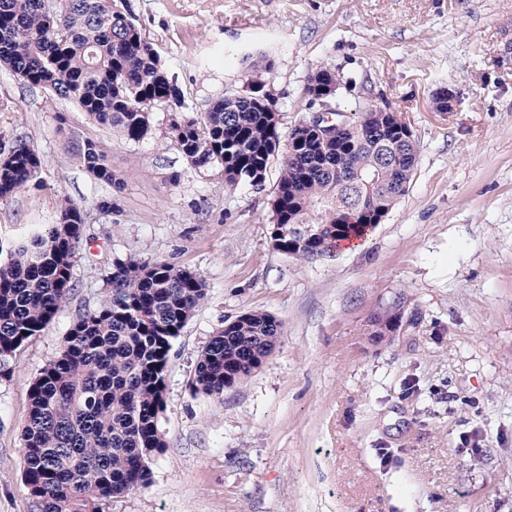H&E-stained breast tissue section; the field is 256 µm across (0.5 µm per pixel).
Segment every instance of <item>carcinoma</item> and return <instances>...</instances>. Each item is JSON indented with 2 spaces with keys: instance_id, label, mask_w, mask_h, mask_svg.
<instances>
[{
  "instance_id": "carcinoma-1",
  "label": "carcinoma",
  "mask_w": 512,
  "mask_h": 512,
  "mask_svg": "<svg viewBox=\"0 0 512 512\" xmlns=\"http://www.w3.org/2000/svg\"><path fill=\"white\" fill-rule=\"evenodd\" d=\"M31 88L74 100L97 124L129 142L151 132L150 111L182 91L154 43L117 0H0V65ZM339 81L313 71L304 98ZM330 140L294 127L271 198V239L280 252L313 260L360 238L405 194L417 163L415 139L398 112L360 110ZM169 135L187 164L217 169L224 183L261 190L280 146V114L259 87L225 95L208 110L169 113ZM88 172L116 182L99 144L81 149ZM40 153L19 138L0 153V199L37 179ZM86 241L85 215L63 200L58 221L0 260V377L75 293L72 267ZM107 294L72 322L56 355L34 377L22 430V481L37 512H102L101 505L150 484L167 448L171 342L206 298L196 273L166 262L116 260ZM402 298L371 315L366 335L382 342L400 327ZM283 322L253 311L224 322L197 359L195 391L221 401L273 353Z\"/></svg>"
}]
</instances>
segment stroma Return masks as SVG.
I'll use <instances>...</instances> for the list:
<instances>
[{
  "mask_svg": "<svg viewBox=\"0 0 512 512\" xmlns=\"http://www.w3.org/2000/svg\"><path fill=\"white\" fill-rule=\"evenodd\" d=\"M126 5L189 111L258 80L286 134L309 113L308 74L327 66L344 112L401 113L417 165L366 238L298 260L270 238L279 159L263 189L228 187L186 164L163 107L131 143L0 67V146L22 134L43 158L40 185L0 199V248L54 223L65 199L88 238L74 296L0 377V512H37L22 482L29 387L127 258L193 270L207 296L171 342L152 481L104 512H512V0ZM445 88L449 112L434 101ZM88 139L120 186L86 170ZM397 296L415 325L370 343L369 317ZM256 310L284 324L275 351L223 401L195 392L214 331Z\"/></svg>",
  "mask_w": 512,
  "mask_h": 512,
  "instance_id": "obj_1",
  "label": "stroma"
}]
</instances>
